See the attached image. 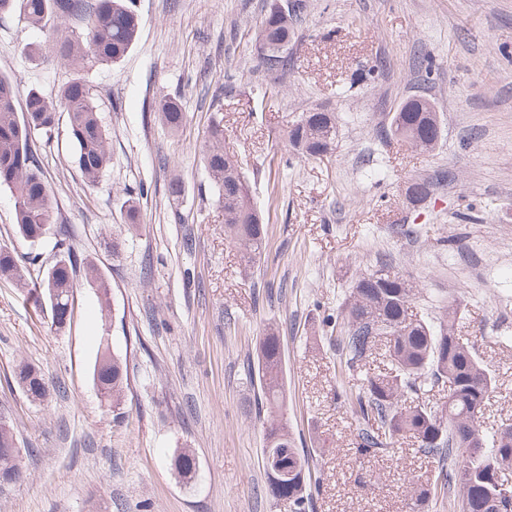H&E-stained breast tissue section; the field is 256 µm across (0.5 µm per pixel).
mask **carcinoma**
Returning <instances> with one entry per match:
<instances>
[{"mask_svg": "<svg viewBox=\"0 0 512 512\" xmlns=\"http://www.w3.org/2000/svg\"><path fill=\"white\" fill-rule=\"evenodd\" d=\"M20 4L24 19L39 25L50 17L63 26V57L73 76L47 99L32 88L26 96L25 116L17 112L14 83L0 77V186L14 196L15 230L23 239L42 242L50 224V193L32 139L39 132L51 137L60 114L66 113L70 140L78 168L88 186L95 185L109 166L111 131L96 105L82 71L88 65L122 61L135 46L140 19L127 0H0V13ZM304 4L292 0L283 8L273 5L258 25L256 41L260 59L270 70L291 63L288 46ZM152 111L171 131L185 122V110L176 98L163 97ZM292 151L307 159H321L333 150L337 137L336 113L315 108L302 114L286 131ZM380 139H398L422 151H431L442 138V123L432 103L423 97L404 101ZM201 163L224 215V235L238 248L244 268L251 269L266 249L267 228L254 203L241 159L224 148L223 120L209 125L201 150ZM62 224L54 233L51 251L55 261L41 279L30 280L25 266L7 249H0V276L21 288L33 286L40 294L56 293L53 323L61 328L73 312L74 276L83 270L85 284L97 291L102 310L110 303V287L94 261L80 255L68 240ZM413 288L388 265L358 276L348 289L336 316H328L329 342L339 353L340 371L359 374L376 355L386 361L379 372H362L356 390L344 394L356 419V444L361 454L394 453L393 444L410 440L435 463L426 484H413V507L430 500L448 503L451 512H512V498L499 487L505 471L512 472V427L488 433L474 418L475 408L495 389L492 372L474 346L459 334L462 314L458 304L442 308L435 321L414 313ZM257 375L262 397L258 414L266 415L263 455L279 458L288 476L274 482L267 476L268 493L289 512H309L312 507L309 452L295 447L284 417L287 395L284 353L279 339L269 332L256 343ZM93 380L112 404L123 408L126 371L105 344L93 365ZM19 386L33 400L42 399L48 384L31 365L14 372ZM448 385V399L438 403L423 398L427 387ZM412 395L414 405L402 404ZM16 447L13 428L0 423V483H12L19 469L11 454ZM175 469L187 476L195 472L196 458L188 450L174 459Z\"/></svg>", "mask_w": 512, "mask_h": 512, "instance_id": "1", "label": "carcinoma"}]
</instances>
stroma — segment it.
Instances as JSON below:
<instances>
[{"instance_id":"1","label":"stroma","mask_w":512,"mask_h":512,"mask_svg":"<svg viewBox=\"0 0 512 512\" xmlns=\"http://www.w3.org/2000/svg\"><path fill=\"white\" fill-rule=\"evenodd\" d=\"M270 2L135 0L137 44L86 71L112 130L95 186L82 182L67 123L36 136L52 222L98 265L111 309L101 316L94 290L78 286L58 330L47 299L0 279V419L14 428L21 470L0 485V512H285L267 493L260 388L249 378L256 338L271 327L295 443L317 449L312 512H411L408 479L434 464L409 441L391 455L357 454L339 398L347 383L325 337L351 282L385 263L412 286L418 313L460 304L462 334L497 380L483 425L512 423V0H306L285 72L267 70L256 47ZM28 43L37 58L23 53ZM61 49L54 21L0 17V75L19 96L56 95L68 78ZM162 95L183 105L179 133L151 111ZM412 95L443 120L429 153L377 136ZM316 107L338 116L333 153L291 156L287 128ZM215 116L269 228L248 272L199 164ZM174 172L185 188L176 200ZM416 179L433 186L414 205ZM13 218L0 186V248L38 275L54 262L50 249L20 238ZM111 238L119 251L105 248ZM103 338L128 369L119 416L93 383ZM22 362L46 378L43 399L13 384ZM180 448L195 453L192 478L171 466Z\"/></svg>"}]
</instances>
